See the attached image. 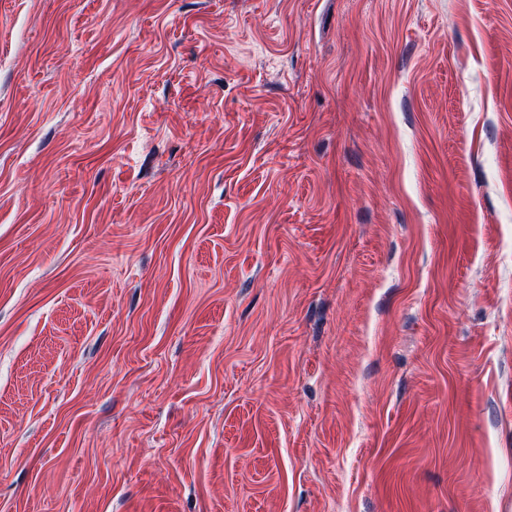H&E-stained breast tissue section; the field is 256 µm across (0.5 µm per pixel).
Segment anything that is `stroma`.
<instances>
[{"label":"stroma","instance_id":"1","mask_svg":"<svg viewBox=\"0 0 512 512\" xmlns=\"http://www.w3.org/2000/svg\"><path fill=\"white\" fill-rule=\"evenodd\" d=\"M0 512H512V0H0Z\"/></svg>","mask_w":512,"mask_h":512}]
</instances>
